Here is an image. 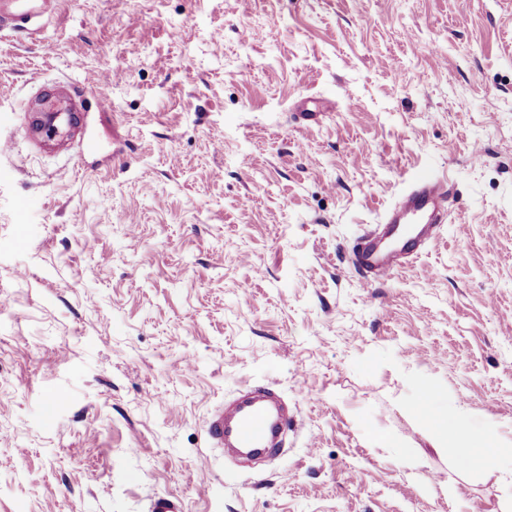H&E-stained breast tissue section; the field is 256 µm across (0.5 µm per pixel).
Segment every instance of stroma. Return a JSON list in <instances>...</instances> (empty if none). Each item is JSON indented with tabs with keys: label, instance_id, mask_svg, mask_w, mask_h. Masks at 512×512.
I'll list each match as a JSON object with an SVG mask.
<instances>
[{
	"label": "stroma",
	"instance_id": "1",
	"mask_svg": "<svg viewBox=\"0 0 512 512\" xmlns=\"http://www.w3.org/2000/svg\"><path fill=\"white\" fill-rule=\"evenodd\" d=\"M61 80L94 150L27 134ZM1 141L0 512H512L457 465L512 447V0H59L0 31ZM418 172L448 218L363 285ZM246 386L290 407L254 468L204 429ZM428 405L431 408V413L425 418H420L416 411L421 405ZM410 412L420 418L425 425L427 439L431 448L438 451L440 448H445L444 442L448 437L455 436L459 433L461 423L459 418L448 409H442L436 406L434 400L426 395L421 394L420 397L410 407ZM495 447L491 439L478 438L462 447L457 460L466 469H497L512 474L511 452Z\"/></svg>",
	"mask_w": 512,
	"mask_h": 512
}]
</instances>
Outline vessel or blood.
<instances>
[{
	"instance_id": "1",
	"label": "vessel or blood",
	"mask_w": 512,
	"mask_h": 512,
	"mask_svg": "<svg viewBox=\"0 0 512 512\" xmlns=\"http://www.w3.org/2000/svg\"><path fill=\"white\" fill-rule=\"evenodd\" d=\"M45 0H0V27H22L41 15ZM448 210V183L414 177L387 211L381 233L369 232L352 254L365 278L388 276L416 258L430 227L443 223ZM288 423L285 403L266 387H251L206 423L209 439L218 447L246 457L271 456L280 450Z\"/></svg>"
}]
</instances>
